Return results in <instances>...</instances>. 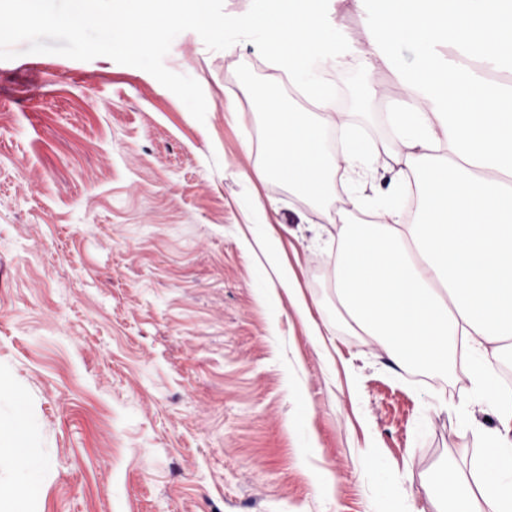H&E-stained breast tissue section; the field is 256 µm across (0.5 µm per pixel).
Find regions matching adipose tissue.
I'll return each mask as SVG.
<instances>
[{
  "instance_id": "1",
  "label": "adipose tissue",
  "mask_w": 512,
  "mask_h": 512,
  "mask_svg": "<svg viewBox=\"0 0 512 512\" xmlns=\"http://www.w3.org/2000/svg\"><path fill=\"white\" fill-rule=\"evenodd\" d=\"M345 9L363 14L362 35L338 23ZM224 33L250 37L314 107L267 104V137L244 149L260 156L255 175L287 177L321 206L342 169L353 209L368 215L339 219L334 287L343 330L369 337L393 367L458 371L470 382L455 409L485 444L479 474L471 482L449 472L425 489L433 512H512V396L500 391L497 372L512 346V0H265L225 14ZM402 45L417 49L406 65ZM355 62L405 91L376 140L336 120L339 107L323 87L325 70ZM318 123L343 131L338 157L324 152ZM383 156L393 161L387 177L377 166ZM279 232L264 223L257 245L271 269L262 298L287 299L326 348L327 321L274 259ZM479 411L492 426L477 421Z\"/></svg>"
}]
</instances>
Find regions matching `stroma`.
Wrapping results in <instances>:
<instances>
[{"label": "stroma", "instance_id": "35a3bbf8", "mask_svg": "<svg viewBox=\"0 0 512 512\" xmlns=\"http://www.w3.org/2000/svg\"><path fill=\"white\" fill-rule=\"evenodd\" d=\"M164 64L201 84L205 121L105 56L0 60V437L27 429L36 463L0 446V512H387L385 486L472 475L482 440L429 397L466 393L462 374L409 377L344 332L324 360L261 298L267 260L241 242L267 209L336 318V225L244 175L264 138L245 89L293 108L287 77L250 42L212 51L192 31ZM324 80L349 112L366 84L380 114L402 94L357 66Z\"/></svg>", "mask_w": 512, "mask_h": 512}]
</instances>
